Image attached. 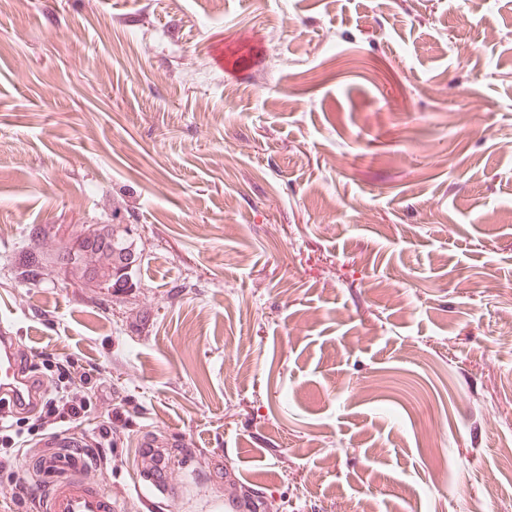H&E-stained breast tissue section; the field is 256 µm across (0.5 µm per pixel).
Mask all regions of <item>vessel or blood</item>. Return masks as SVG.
I'll return each mask as SVG.
<instances>
[{
    "mask_svg": "<svg viewBox=\"0 0 512 512\" xmlns=\"http://www.w3.org/2000/svg\"><path fill=\"white\" fill-rule=\"evenodd\" d=\"M38 374L30 372L20 352L17 337L0 332V397H7L10 410L26 399L37 398ZM43 453L25 461L24 469L41 478V512H118L111 494L87 476V463L80 451L82 442L74 433L60 430L40 438ZM166 449L153 437L140 442V476L157 494H174L165 468Z\"/></svg>",
    "mask_w": 512,
    "mask_h": 512,
    "instance_id": "vessel-or-blood-1",
    "label": "vessel or blood"
}]
</instances>
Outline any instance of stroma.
Segmentation results:
<instances>
[{"mask_svg": "<svg viewBox=\"0 0 512 512\" xmlns=\"http://www.w3.org/2000/svg\"><path fill=\"white\" fill-rule=\"evenodd\" d=\"M114 222L134 287L10 277ZM0 301L119 512H512V0H11ZM138 451L140 477L155 494L173 495L175 487L170 483L165 468L167 448L152 436L141 440Z\"/></svg>", "mask_w": 512, "mask_h": 512, "instance_id": "35a3bbf8", "label": "stroma"}]
</instances>
